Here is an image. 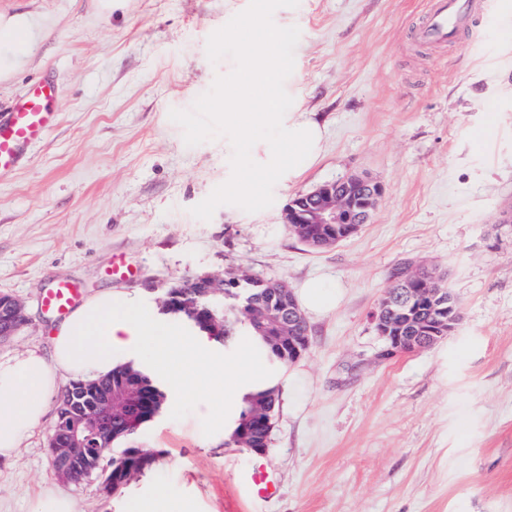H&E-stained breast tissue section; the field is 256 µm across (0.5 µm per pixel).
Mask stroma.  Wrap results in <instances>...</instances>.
<instances>
[{"label":"stroma","mask_w":512,"mask_h":512,"mask_svg":"<svg viewBox=\"0 0 512 512\" xmlns=\"http://www.w3.org/2000/svg\"><path fill=\"white\" fill-rule=\"evenodd\" d=\"M428 0H0L36 37L18 60L0 43V106L42 73L58 121L0 178V292L26 324L0 356L44 345L39 296L58 278L112 287L113 255L139 268L129 291L248 270L298 290L338 284L306 313L311 342L272 366L280 391L270 446L224 445L200 395L162 410L128 442L159 455L124 491L53 469L56 409L12 462L0 499L31 512L56 488L79 512H125L163 492L194 512H512V0L477 39L425 51ZM283 32L265 63L275 94L297 86L328 123L323 159L264 210L229 213L224 91L246 66L241 30ZM297 59L295 76L281 71ZM353 175L381 183L369 224L329 249L284 219L293 197ZM445 272L460 319L432 347L382 361L371 316L401 260ZM265 468L276 493L259 496ZM337 285L326 284L319 279L308 280L301 288V301L305 308L326 311L336 305Z\"/></svg>","instance_id":"stroma-1"}]
</instances>
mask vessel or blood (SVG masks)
I'll return each instance as SVG.
<instances>
[{
    "mask_svg": "<svg viewBox=\"0 0 512 512\" xmlns=\"http://www.w3.org/2000/svg\"><path fill=\"white\" fill-rule=\"evenodd\" d=\"M494 0H429L426 16L413 32L414 41L424 49L458 44L462 33L475 20L492 18ZM57 91L51 77L35 81L28 92L0 110V177L24 160L28 147L54 126ZM81 285L70 279L54 280L40 296L43 310L67 316L81 301Z\"/></svg>",
    "mask_w": 512,
    "mask_h": 512,
    "instance_id": "vessel-or-blood-1",
    "label": "vessel or blood"
}]
</instances>
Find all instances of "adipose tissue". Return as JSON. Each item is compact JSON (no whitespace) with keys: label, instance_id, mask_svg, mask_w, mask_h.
I'll list each match as a JSON object with an SVG mask.
<instances>
[{"label":"adipose tissue","instance_id":"1","mask_svg":"<svg viewBox=\"0 0 512 512\" xmlns=\"http://www.w3.org/2000/svg\"><path fill=\"white\" fill-rule=\"evenodd\" d=\"M281 38L280 31L268 29L247 43L252 65L243 76L245 84H277L276 71L263 60L268 47ZM224 125L233 133L225 152H245L236 190L257 208L268 201L266 186L296 182L325 147L324 121L296 104L282 109L273 95L261 111L243 112L236 92H229ZM259 126L270 128L271 137L251 139ZM120 365L139 369L168 395L208 394L219 427L225 403L239 404L245 394L270 383L268 365L253 344L240 349L236 362L226 363L223 346L185 317L161 313L146 295L107 288L56 323L48 350L34 347L0 357V460L15 457L34 435L64 380L92 383Z\"/></svg>","mask_w":512,"mask_h":512}]
</instances>
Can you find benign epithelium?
<instances>
[{
	"label": "benign epithelium",
	"instance_id": "1",
	"mask_svg": "<svg viewBox=\"0 0 512 512\" xmlns=\"http://www.w3.org/2000/svg\"><path fill=\"white\" fill-rule=\"evenodd\" d=\"M344 186L342 197L336 196V183L327 182L288 203L287 223L307 246L323 249L336 245L339 237L334 230L339 226L347 237L357 233L382 195L381 185L364 178L346 179ZM274 295L282 323L272 340L279 349H288V360L294 362L309 345L308 331L296 328L306 320L289 289L278 288ZM3 306L6 307L4 318L11 328L0 329V336L8 338L26 318L12 296L0 295V308ZM458 319L456 303L435 282V275L418 270L416 275L395 282L372 315L374 327L384 340L379 357L389 359L430 347L447 336ZM64 409L67 413L57 421L49 446L56 456V466L71 479L89 458L88 449L99 447L108 434L112 424V391L86 384L78 386L67 392ZM153 417V405L142 400L130 417V425L137 427ZM157 460V454L142 449L134 453L135 469L140 473L153 468Z\"/></svg>",
	"mask_w": 512,
	"mask_h": 512
}]
</instances>
